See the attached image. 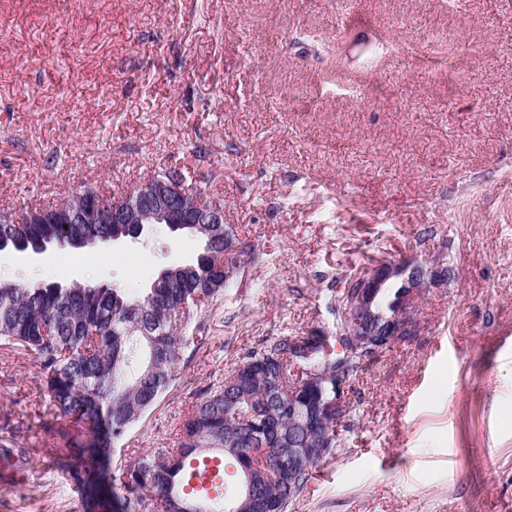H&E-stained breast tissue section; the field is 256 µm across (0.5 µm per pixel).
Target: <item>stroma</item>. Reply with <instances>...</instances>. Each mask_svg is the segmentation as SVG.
I'll return each instance as SVG.
<instances>
[{
  "instance_id": "1",
  "label": "stroma",
  "mask_w": 512,
  "mask_h": 512,
  "mask_svg": "<svg viewBox=\"0 0 512 512\" xmlns=\"http://www.w3.org/2000/svg\"><path fill=\"white\" fill-rule=\"evenodd\" d=\"M444 59L415 69L407 50ZM0 210L125 193L179 169L260 248L187 329L116 447L171 448L244 352L336 324L343 275L448 266L416 336L364 362L350 429L289 512H512V0H0ZM192 236L0 256L34 286H150ZM36 354L0 343V512H90Z\"/></svg>"
}]
</instances>
